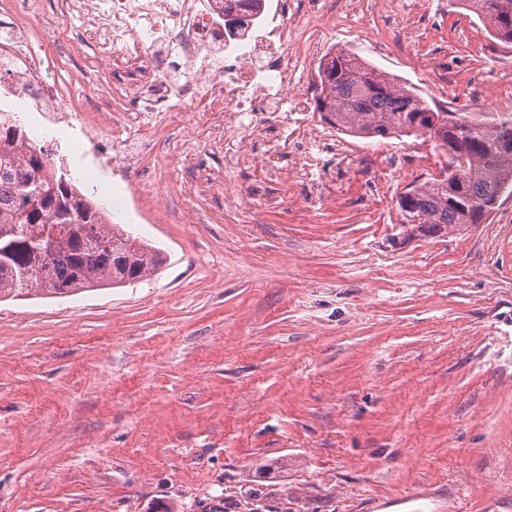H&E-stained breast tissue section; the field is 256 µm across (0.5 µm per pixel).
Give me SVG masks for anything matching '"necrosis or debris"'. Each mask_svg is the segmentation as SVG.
Instances as JSON below:
<instances>
[{"mask_svg": "<svg viewBox=\"0 0 512 512\" xmlns=\"http://www.w3.org/2000/svg\"><path fill=\"white\" fill-rule=\"evenodd\" d=\"M223 0H60L56 12L91 17L94 30L112 33L120 63L104 67L94 106L55 81L59 38L38 19L46 0H0V112L24 100L67 127L82 118L68 157L84 162L96 183L111 174L135 187L133 171L147 168L159 149L146 110L164 120L182 112L223 113L228 123L263 112H304L300 88L308 73L304 47L312 31L336 22L331 0H277L266 24L224 29Z\"/></svg>", "mask_w": 512, "mask_h": 512, "instance_id": "obj_1", "label": "necrosis or debris"}]
</instances>
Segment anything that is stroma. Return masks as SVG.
<instances>
[{
  "label": "stroma",
  "mask_w": 512,
  "mask_h": 512,
  "mask_svg": "<svg viewBox=\"0 0 512 512\" xmlns=\"http://www.w3.org/2000/svg\"><path fill=\"white\" fill-rule=\"evenodd\" d=\"M328 47L439 108L512 117V47L457 0H338ZM58 76L97 93L77 40ZM394 44L381 48L385 39ZM161 128L133 234L149 281L0 302V512H512V194L481 224L411 230L396 202L432 142L328 128L314 181ZM208 155L212 185L186 167Z\"/></svg>",
  "instance_id": "1"
}]
</instances>
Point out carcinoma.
Masks as SVG:
<instances>
[{
	"label": "carcinoma",
	"instance_id": "carcinoma-1",
	"mask_svg": "<svg viewBox=\"0 0 512 512\" xmlns=\"http://www.w3.org/2000/svg\"><path fill=\"white\" fill-rule=\"evenodd\" d=\"M265 0H224L250 17ZM501 0H459L493 38L512 44V18ZM315 88L323 118L361 139L428 137L445 156L439 175L412 183L397 198L401 223L434 235L481 224L512 193V120L488 122L434 109L413 89L346 50L325 55ZM0 138L22 157L0 159V302L37 292L68 295L120 287L154 275L161 252L106 223L102 209L80 193L43 149L26 142L13 117ZM51 242L49 253L41 251Z\"/></svg>",
	"mask_w": 512,
	"mask_h": 512
}]
</instances>
